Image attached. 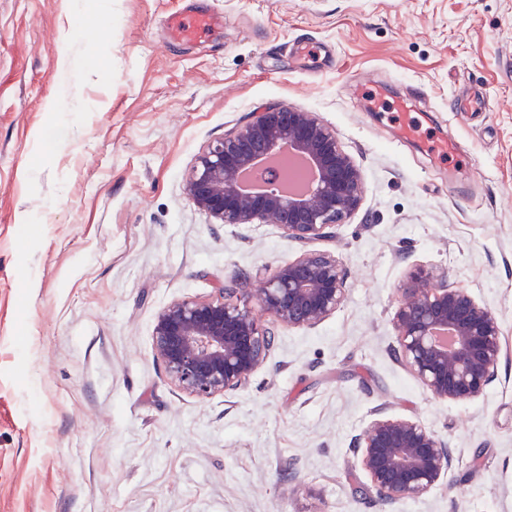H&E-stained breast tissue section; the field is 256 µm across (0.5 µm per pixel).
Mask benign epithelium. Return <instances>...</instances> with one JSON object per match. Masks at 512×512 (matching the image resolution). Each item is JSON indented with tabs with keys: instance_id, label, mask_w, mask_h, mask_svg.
I'll return each instance as SVG.
<instances>
[{
	"instance_id": "benign-epithelium-1",
	"label": "benign epithelium",
	"mask_w": 512,
	"mask_h": 512,
	"mask_svg": "<svg viewBox=\"0 0 512 512\" xmlns=\"http://www.w3.org/2000/svg\"><path fill=\"white\" fill-rule=\"evenodd\" d=\"M288 152L309 159L316 183L308 194L245 193L242 174ZM363 177L335 134L313 112L274 104L224 135L196 159L186 180L193 205L214 224H275L311 241L331 234L359 206ZM347 277L336 257L308 252L281 263L268 279L235 275L220 298L179 301L162 309L154 350L169 380L201 399L247 385L274 344L249 306L253 299L276 323L316 325L347 299ZM398 354L435 397L464 402L478 397L503 355L499 319L471 294L439 281L428 269L410 273L392 317ZM356 453L366 491L384 503L416 498L448 474L450 449L421 422L378 416L363 429Z\"/></svg>"
}]
</instances>
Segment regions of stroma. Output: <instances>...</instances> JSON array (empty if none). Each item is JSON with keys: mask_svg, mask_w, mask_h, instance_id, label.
<instances>
[{"mask_svg": "<svg viewBox=\"0 0 512 512\" xmlns=\"http://www.w3.org/2000/svg\"><path fill=\"white\" fill-rule=\"evenodd\" d=\"M192 2L224 27L179 44L164 19L182 0H0V512H512V0ZM476 91L486 111L466 110ZM405 98L458 144L456 176L398 139ZM278 103L317 113L362 171L334 236L213 224L186 194L208 145ZM305 252L343 261L345 303L276 327L244 389L176 388L158 312ZM417 267L501 323L471 401L395 353ZM377 410L451 449L422 497L358 491Z\"/></svg>", "mask_w": 512, "mask_h": 512, "instance_id": "35a3bbf8", "label": "stroma"}]
</instances>
